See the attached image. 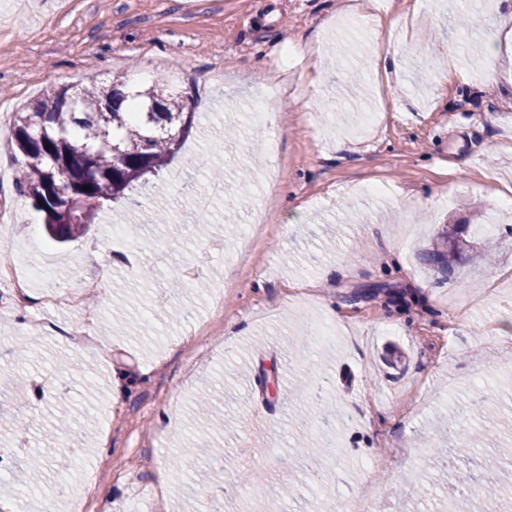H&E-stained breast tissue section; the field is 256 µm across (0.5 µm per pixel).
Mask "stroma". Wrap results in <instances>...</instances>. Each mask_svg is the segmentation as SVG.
Returning <instances> with one entry per match:
<instances>
[{"label": "stroma", "instance_id": "stroma-1", "mask_svg": "<svg viewBox=\"0 0 512 512\" xmlns=\"http://www.w3.org/2000/svg\"><path fill=\"white\" fill-rule=\"evenodd\" d=\"M0 0V101L13 111L89 77H166L194 99V128L168 168L108 203L64 245L16 189L0 256L34 251L26 300L0 282V498L18 512H71L58 485H87L85 512H465L479 456L512 425V8L477 0ZM397 56L374 69L371 48ZM266 100L270 124L256 126ZM235 135L224 143V128ZM141 223L125 225L132 203ZM208 228L198 232L200 217ZM469 252L453 275L426 265L444 225ZM136 256L138 268L125 259ZM192 287H174L183 266ZM102 288L57 311L50 287ZM332 319L319 343L311 324ZM89 327L93 346L73 333ZM302 336L305 346L293 345ZM458 401L478 449L456 446L457 487L424 468ZM319 446L293 462L296 408ZM199 453L184 481L178 453ZM54 488L23 500L32 449ZM238 471L266 483L241 495Z\"/></svg>", "mask_w": 512, "mask_h": 512}]
</instances>
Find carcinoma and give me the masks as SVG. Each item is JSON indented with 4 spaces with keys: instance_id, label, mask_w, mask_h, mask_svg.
Instances as JSON below:
<instances>
[{
    "instance_id": "obj_1",
    "label": "carcinoma",
    "mask_w": 512,
    "mask_h": 512,
    "mask_svg": "<svg viewBox=\"0 0 512 512\" xmlns=\"http://www.w3.org/2000/svg\"><path fill=\"white\" fill-rule=\"evenodd\" d=\"M194 109L190 97L167 92L164 78L133 92L118 79L104 84L92 77L75 95L67 86L47 92L15 113L11 138L21 170L17 189L42 214L52 239L78 238L106 202L168 166L193 128ZM438 240L427 262L450 272L462 253L460 240L448 227ZM28 465L38 479L21 486L38 493L48 460L36 452ZM490 486L496 498L512 504V494L493 475L471 496L468 512H479L477 503L487 498Z\"/></svg>"
}]
</instances>
